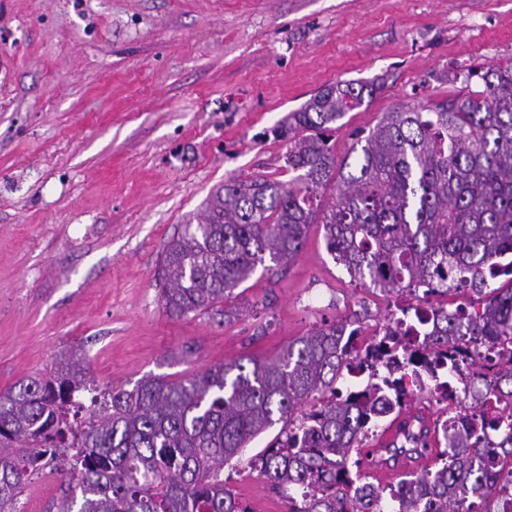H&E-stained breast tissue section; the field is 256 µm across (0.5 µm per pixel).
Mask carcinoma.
I'll list each match as a JSON object with an SVG mask.
<instances>
[{"instance_id":"1","label":"carcinoma","mask_w":512,"mask_h":512,"mask_svg":"<svg viewBox=\"0 0 512 512\" xmlns=\"http://www.w3.org/2000/svg\"><path fill=\"white\" fill-rule=\"evenodd\" d=\"M462 90L426 105L385 113L341 163L335 123L374 98L380 86L342 81L290 113L277 136L289 141L287 181L231 178L202 220L168 242L160 261L167 315L211 313L258 266L293 259L312 224L352 280L386 295L408 333L437 355L466 345L495 351L480 365L489 392L512 397V65L461 74ZM331 191L332 201L322 197ZM270 265H265V262ZM476 298L468 311L422 304L456 282ZM355 320L322 325L289 343L270 363L219 362L179 381L145 376L132 389L101 390L84 355L0 393V512H17L32 475H62L55 512H250L224 480V467L274 425L280 434L249 464L288 512H512V407L493 417L457 415L429 426L410 414L411 396L352 371ZM319 401L308 411L303 407ZM398 424L387 459L443 446L434 466L385 490L369 481L379 423Z\"/></svg>"}]
</instances>
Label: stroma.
Instances as JSON below:
<instances>
[{
  "label": "stroma",
  "instance_id": "35a3bbf8",
  "mask_svg": "<svg viewBox=\"0 0 512 512\" xmlns=\"http://www.w3.org/2000/svg\"><path fill=\"white\" fill-rule=\"evenodd\" d=\"M512 64V0H0V392L89 357L100 388L179 381L260 361L323 323L381 328L392 299L351 283L321 225L220 315L168 317L156 270L225 180L289 174L274 130L321 88L382 79L336 131L454 95L467 68ZM229 486L250 512H288L248 462ZM44 468L18 512H49Z\"/></svg>",
  "mask_w": 512,
  "mask_h": 512
}]
</instances>
